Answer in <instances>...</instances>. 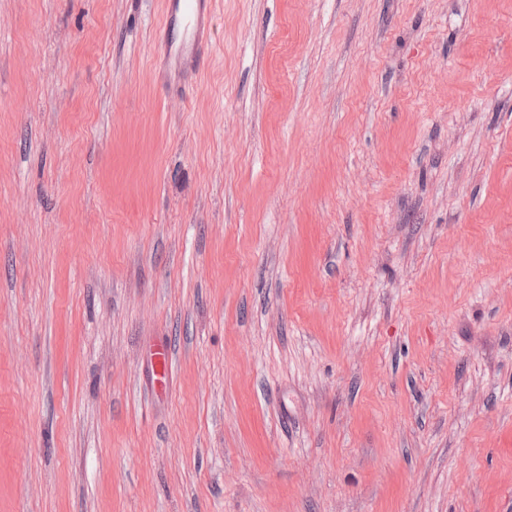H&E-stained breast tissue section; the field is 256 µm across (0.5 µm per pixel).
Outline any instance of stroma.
Here are the masks:
<instances>
[{"instance_id":"1","label":"stroma","mask_w":512,"mask_h":512,"mask_svg":"<svg viewBox=\"0 0 512 512\" xmlns=\"http://www.w3.org/2000/svg\"><path fill=\"white\" fill-rule=\"evenodd\" d=\"M162 9L0 0V512H512V0ZM214 4L215 0H164L160 23L162 78L192 69L202 44L213 47Z\"/></svg>"}]
</instances>
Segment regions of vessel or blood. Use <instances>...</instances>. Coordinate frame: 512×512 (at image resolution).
Here are the masks:
<instances>
[{"label": "vessel or blood", "mask_w": 512, "mask_h": 512, "mask_svg": "<svg viewBox=\"0 0 512 512\" xmlns=\"http://www.w3.org/2000/svg\"><path fill=\"white\" fill-rule=\"evenodd\" d=\"M214 4L215 0H164L160 23L162 78L193 68L200 47L212 44Z\"/></svg>", "instance_id": "1"}]
</instances>
